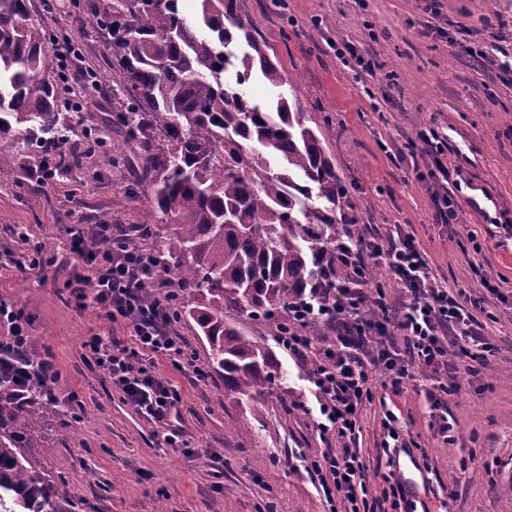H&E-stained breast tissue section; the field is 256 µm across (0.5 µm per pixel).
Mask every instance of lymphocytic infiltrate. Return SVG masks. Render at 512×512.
I'll return each instance as SVG.
<instances>
[{
  "mask_svg": "<svg viewBox=\"0 0 512 512\" xmlns=\"http://www.w3.org/2000/svg\"><path fill=\"white\" fill-rule=\"evenodd\" d=\"M427 162L418 172L420 181L432 189L437 217L445 224L458 220L461 202L449 194L455 174L448 164L446 142L436 129L419 130ZM113 227L96 224L69 232L68 252L82 259L84 271L67 281L69 301L76 307L104 310L112 321L124 322L131 330L129 340L95 335L84 343L83 359L92 368L104 370L125 402L149 422L159 425L170 447L189 453L177 420L183 404L176 384L157 370L158 359L175 368L190 363L189 349L178 335L169 315L170 295L148 306L140 302L142 283L153 277L155 266L144 247L112 246ZM338 261L354 276L353 282L337 284L331 299H310L296 315L309 325H335L336 338L322 352L313 371V384L321 397L322 435L335 437L337 451L311 460L330 506L342 512H399L406 492L401 478L389 474L381 496L374 497L367 485L368 466L357 448L361 432L360 409L373 398V374L381 372L392 391L422 371L436 386L426 396L440 405L442 394L458 391L457 382L438 380L449 355L464 356L485 366L495 346L478 335L479 314L486 311V298L498 294L496 279L480 277L483 295L466 293L442 283L432 273L419 241L403 225L358 243L346 244ZM386 268L391 281L402 292L400 307L390 305L388 283L363 280L364 269Z\"/></svg>",
  "mask_w": 512,
  "mask_h": 512,
  "instance_id": "1",
  "label": "lymphocytic infiltrate"
}]
</instances>
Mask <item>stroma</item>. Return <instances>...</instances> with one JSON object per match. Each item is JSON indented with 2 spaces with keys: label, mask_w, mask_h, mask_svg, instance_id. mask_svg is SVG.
<instances>
[{
  "label": "stroma",
  "mask_w": 512,
  "mask_h": 512,
  "mask_svg": "<svg viewBox=\"0 0 512 512\" xmlns=\"http://www.w3.org/2000/svg\"><path fill=\"white\" fill-rule=\"evenodd\" d=\"M32 3V19L49 34L76 40L66 67L73 93L64 102L65 112L84 115L69 134L76 148L83 126H100L112 109V57L86 4ZM240 8L273 48L288 79L283 91L307 125L333 121L324 146L351 187L359 224L411 227L433 273L448 285L478 293L482 270L500 285L482 321L495 345L485 369L471 373L469 360L451 357L461 389L436 409L422 378L397 394L376 389L363 407L357 446L371 493L380 494L391 470L380 424L391 406L425 468V512H512V240L486 219L496 212L512 220V68L474 62L458 31L462 23L484 29L512 59V0H240ZM346 45L378 61L374 75L337 58ZM426 125L446 138L459 173L452 192L462 210L453 226L436 223L426 183L416 179L411 160L398 158ZM149 202V191L129 193L127 179L99 154L46 182L0 178V301L29 317L30 347L58 372L61 400L86 412L79 433L51 427L38 451L47 471L65 477L59 497L69 512H329L317 476L303 467L337 447L317 429L312 383L317 353L334 336L325 324L309 328L314 352L300 360L241 320L245 334L272 349L288 380L278 396L238 400L225 398L218 376L197 379L194 369L206 365L209 345L194 322L178 326L194 366L179 371L165 359L158 365L181 390L190 457L168 448L108 376L84 363L89 336L125 340L130 332L99 309L68 304L66 281L81 266L67 250L69 227L129 224ZM20 226L52 247L41 271L19 269L34 256L16 233ZM467 231L485 244L473 261L460 248Z\"/></svg>",
  "instance_id": "35a3bbf8"
}]
</instances>
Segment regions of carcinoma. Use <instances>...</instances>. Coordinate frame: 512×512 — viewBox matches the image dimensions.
<instances>
[{"label":"carcinoma","mask_w":512,"mask_h":512,"mask_svg":"<svg viewBox=\"0 0 512 512\" xmlns=\"http://www.w3.org/2000/svg\"><path fill=\"white\" fill-rule=\"evenodd\" d=\"M91 0V24L109 36L118 107L103 117L133 159L112 167L151 194V208L124 227V241L149 238L181 291L175 318L193 321L210 347V372L224 397L266 398L283 375L268 349L240 331L245 316L279 329L310 294L327 296L349 277L336 246L362 236L347 211L350 189L324 142L334 127L312 128L288 96L259 107L247 92L261 80L280 88L282 70L238 0ZM48 32L30 18L28 0H0V176L56 161L80 165L60 147L61 90L45 65ZM165 219L158 224L156 219ZM60 378L35 360L25 336H0V512H70L35 449L64 411Z\"/></svg>","instance_id":"obj_1"}]
</instances>
